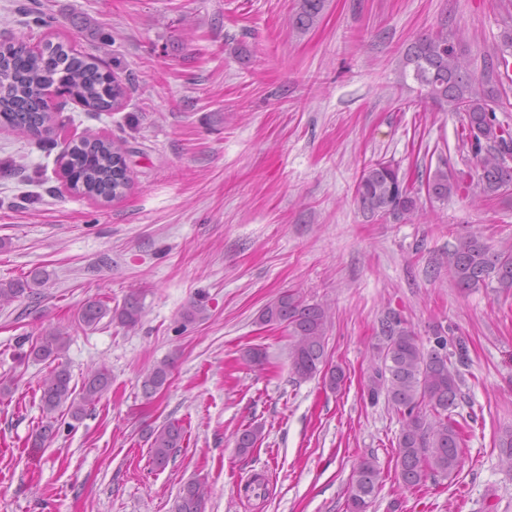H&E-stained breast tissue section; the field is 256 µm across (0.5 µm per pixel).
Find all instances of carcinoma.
I'll list each match as a JSON object with an SVG mask.
<instances>
[{"label": "carcinoma", "mask_w": 512, "mask_h": 512, "mask_svg": "<svg viewBox=\"0 0 512 512\" xmlns=\"http://www.w3.org/2000/svg\"><path fill=\"white\" fill-rule=\"evenodd\" d=\"M325 0H299L290 16L292 28L305 32L320 20ZM463 39L448 34L444 27L420 35L405 51L401 77L412 75L432 102L447 106L461 117L465 133L462 147L469 149L475 169L453 175L448 163L426 173L428 196L446 200L460 187L473 196H507L512 193V125L497 117L504 108L500 88L512 81V28L502 34L504 50L495 58L483 59V68L497 71L499 86L481 82L475 76V60L462 45ZM55 86L60 93L93 112L119 107L125 89L112 72L105 70L96 56L81 53L69 44L47 41L38 52L12 41L0 42V125L28 137L42 139L54 121L45 101V91ZM122 141L110 136L87 133L69 142L62 152V173L68 190L78 196L103 202L122 196L131 180ZM355 197L370 218L410 219L419 211L418 192L406 185L399 170L389 161L377 160L363 166L355 185ZM448 274L459 288H487L492 283L512 289V248L492 250L475 235L458 239L448 252ZM42 271L0 282V304L11 303L32 288L45 282ZM113 316L123 326L134 328L141 317L137 299L129 297L117 311L107 303L94 300L82 309L79 322L95 327ZM258 320L264 325H285L291 338L289 360L293 373L302 378L322 375L330 390L340 388L344 373L338 366L326 367L325 333L328 308L310 304L300 295L288 291L269 302ZM381 363L369 379L372 399L385 393L386 399L400 415L398 460L399 476L404 486L416 487L428 476H450L460 466L461 431L452 418L461 397L460 372L451 357L464 362L463 340L449 338L437 330L434 346L426 349L421 337L400 314L388 312L380 322ZM68 333L54 328L32 345L30 354L38 361H56L66 350ZM453 351H448V347ZM171 375V363L162 362L145 376L143 389L151 395L163 388ZM72 377L61 363L40 380L42 412L49 418L32 444L42 447L52 434L53 418L61 413L78 421L88 407L98 402L112 384L110 371L102 367L88 376L80 392L71 385ZM263 427L251 425L236 437L239 453L247 454L261 440ZM149 448L153 465L163 470L181 447L183 428L168 423L150 433ZM502 459L512 465V426L504 428L498 438ZM381 481L376 463L366 459L358 466L348 498V512H367ZM205 492L201 484L184 485L175 499L174 512H204Z\"/></svg>", "instance_id": "carcinoma-1"}]
</instances>
